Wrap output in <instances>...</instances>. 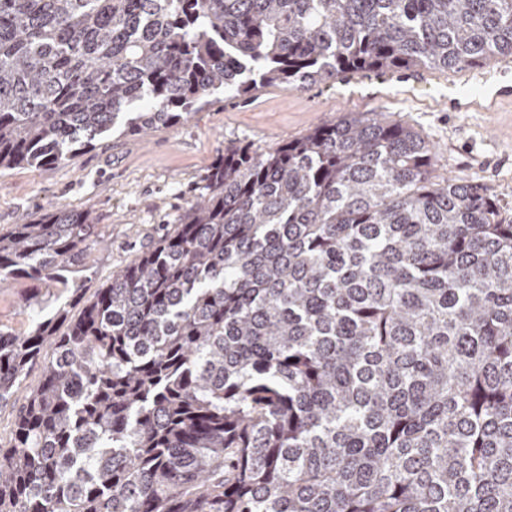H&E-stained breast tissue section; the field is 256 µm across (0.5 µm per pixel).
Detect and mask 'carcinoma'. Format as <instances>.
<instances>
[{
	"label": "carcinoma",
	"mask_w": 512,
	"mask_h": 512,
	"mask_svg": "<svg viewBox=\"0 0 512 512\" xmlns=\"http://www.w3.org/2000/svg\"><path fill=\"white\" fill-rule=\"evenodd\" d=\"M512 55V0H0V172L222 90ZM386 117L228 148L172 231L19 335L0 512H512V223ZM85 207L0 232L83 291Z\"/></svg>",
	"instance_id": "obj_1"
}]
</instances>
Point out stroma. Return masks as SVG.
<instances>
[{
  "label": "stroma",
  "instance_id": "stroma-1",
  "mask_svg": "<svg viewBox=\"0 0 512 512\" xmlns=\"http://www.w3.org/2000/svg\"><path fill=\"white\" fill-rule=\"evenodd\" d=\"M467 72L371 71L292 90L270 86L248 97L216 93L182 125L146 137L112 133L68 162L0 173V232L21 214L62 203L92 206L97 238L84 253L83 299L172 230L198 196L202 180L225 149L262 150L306 135L343 116L405 122L437 148L435 173L472 181L494 196L512 222V102L495 112H452L448 97ZM81 301L34 280H0V324L28 330L40 314Z\"/></svg>",
  "mask_w": 512,
  "mask_h": 512
}]
</instances>
